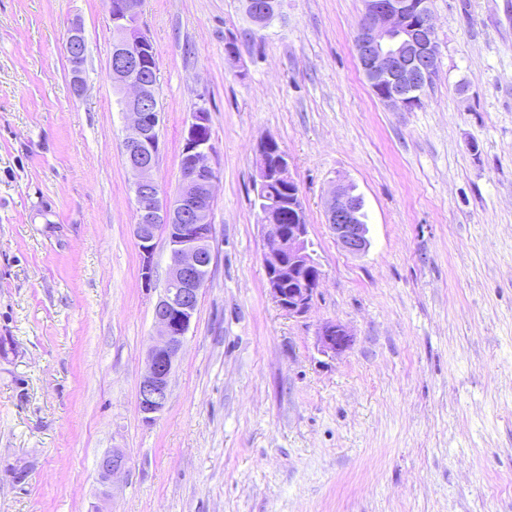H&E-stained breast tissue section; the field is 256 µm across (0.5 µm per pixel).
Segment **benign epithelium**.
I'll return each mask as SVG.
<instances>
[{
	"label": "benign epithelium",
	"mask_w": 512,
	"mask_h": 512,
	"mask_svg": "<svg viewBox=\"0 0 512 512\" xmlns=\"http://www.w3.org/2000/svg\"><path fill=\"white\" fill-rule=\"evenodd\" d=\"M112 23L113 53L109 80L122 97L120 104L128 116L123 140L126 164L132 174L136 210L134 234L142 258V275L154 276L153 253L156 232L166 231L170 249L166 284L154 306L155 336L148 347L145 368L138 387V408L145 422L156 420L166 408L175 362L187 340L197 312L199 297L212 262L210 215L201 205V193L213 194L218 181L209 164L211 139L204 135L208 112L200 107L192 113L183 146L181 188L168 200L155 178L159 158L160 113L152 106L151 73L154 46L140 24V10L133 0H107ZM431 0H364V12L354 37L359 67L375 96L385 105L409 111L421 102V93L437 74L439 45L431 11ZM272 22L250 21L251 27L226 39L228 55L236 54L238 41L254 39ZM71 84L76 93L84 89L85 40L82 30H69L65 42ZM259 190L270 184L288 185V212L292 224L284 226L278 215L262 210L261 223L270 227L263 249L267 286L277 305L293 316L309 311L320 285L313 272L316 263L308 252L309 224L299 190L290 173L288 154L267 138L258 145ZM363 205L351 184L331 190L325 211L336 243L353 255L366 253L371 242L368 227L357 223ZM297 279L290 287V279ZM323 352L342 353L353 344V336L341 324L328 322L319 330ZM128 468V458L120 448L99 457L96 469L104 484Z\"/></svg>",
	"instance_id": "obj_1"
}]
</instances>
